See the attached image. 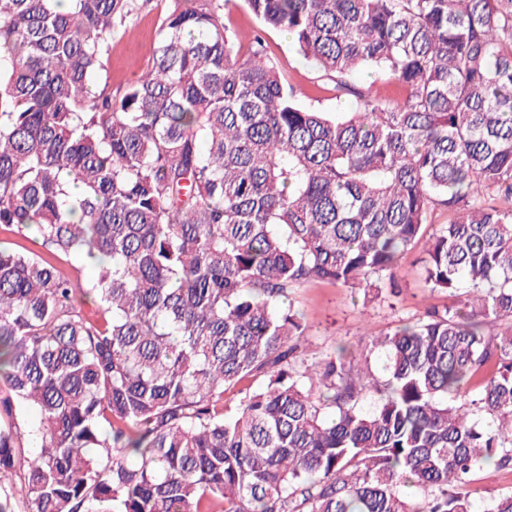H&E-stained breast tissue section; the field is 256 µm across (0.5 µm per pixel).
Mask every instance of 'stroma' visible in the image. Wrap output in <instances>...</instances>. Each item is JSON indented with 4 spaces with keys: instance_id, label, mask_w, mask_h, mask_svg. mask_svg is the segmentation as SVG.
<instances>
[{
    "instance_id": "1",
    "label": "stroma",
    "mask_w": 512,
    "mask_h": 512,
    "mask_svg": "<svg viewBox=\"0 0 512 512\" xmlns=\"http://www.w3.org/2000/svg\"><path fill=\"white\" fill-rule=\"evenodd\" d=\"M133 3V11L114 24L111 34L106 35L108 50L97 75L99 84L115 90L132 83L150 62L168 8L166 0H133ZM267 43L282 76L297 91L315 97L320 109L335 111L336 97L328 91L327 79L301 61L291 39L272 31L267 35ZM422 255V250L417 248L399 258L395 273L400 294L387 302H368L361 293L323 283L296 289L292 300L307 325L301 344L308 356L319 358L337 345L356 344L365 330L385 332L399 320L418 318L428 306L446 305V295L430 292L424 285ZM469 488L476 512H485L492 496L512 492V468H483L472 475Z\"/></svg>"
}]
</instances>
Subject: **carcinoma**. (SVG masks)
Listing matches in <instances>:
<instances>
[{
    "mask_svg": "<svg viewBox=\"0 0 512 512\" xmlns=\"http://www.w3.org/2000/svg\"><path fill=\"white\" fill-rule=\"evenodd\" d=\"M169 2L115 97L130 0H0V226L40 246H0V512H473L512 465V0H244L246 43L231 0ZM268 30L352 110L303 102ZM421 243L452 301L371 335L383 376L308 362L293 290L382 301ZM133 11L115 23L112 35L107 34L108 47L104 65L97 75L100 85L107 84L112 91L123 90L132 83L151 61L153 47L169 2L132 0ZM224 24L238 32L240 38L251 37L260 23L243 1L224 7ZM468 489L473 492L475 510L486 512L490 498L512 492V468L484 467L471 477Z\"/></svg>",
    "mask_w": 512,
    "mask_h": 512,
    "instance_id": "cac0c4a2",
    "label": "carcinoma"
}]
</instances>
